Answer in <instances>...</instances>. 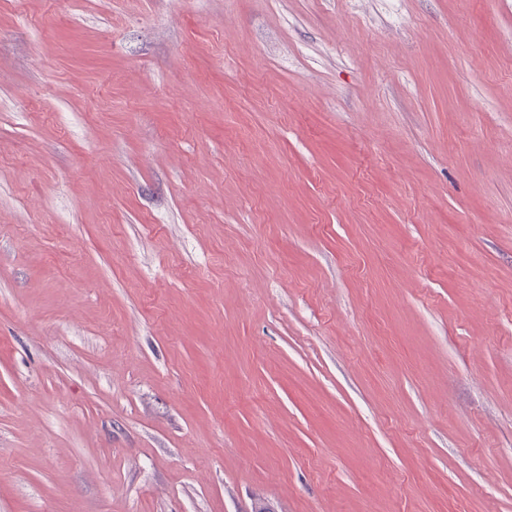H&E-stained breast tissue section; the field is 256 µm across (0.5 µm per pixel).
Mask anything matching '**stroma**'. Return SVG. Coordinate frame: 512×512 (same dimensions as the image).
<instances>
[{
    "label": "stroma",
    "mask_w": 512,
    "mask_h": 512,
    "mask_svg": "<svg viewBox=\"0 0 512 512\" xmlns=\"http://www.w3.org/2000/svg\"><path fill=\"white\" fill-rule=\"evenodd\" d=\"M512 512V0H0V512Z\"/></svg>",
    "instance_id": "35a3bbf8"
}]
</instances>
